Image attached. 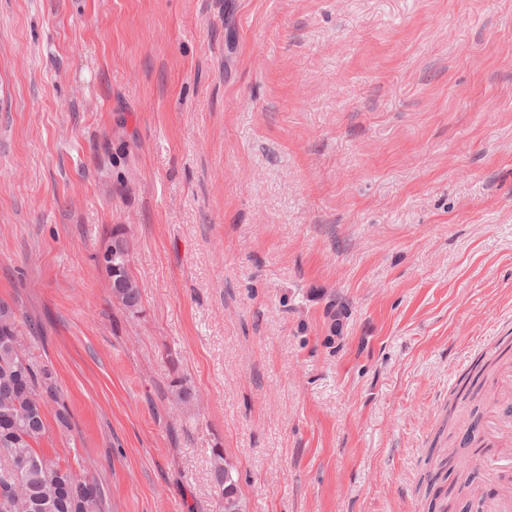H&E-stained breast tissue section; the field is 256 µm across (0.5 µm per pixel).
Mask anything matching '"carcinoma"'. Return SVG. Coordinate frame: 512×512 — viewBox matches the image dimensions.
<instances>
[{"instance_id":"1","label":"carcinoma","mask_w":512,"mask_h":512,"mask_svg":"<svg viewBox=\"0 0 512 512\" xmlns=\"http://www.w3.org/2000/svg\"><path fill=\"white\" fill-rule=\"evenodd\" d=\"M102 267L110 278L112 298L129 315L139 312L142 288L129 271L131 240L125 229H113ZM38 325L19 320L16 310L0 300V512H101L99 484L82 477L75 467L40 448L47 432L46 409L55 397L50 373L30 354L28 340ZM171 403L188 406L196 398L179 380L169 390ZM451 451L440 468H457L464 452L450 435ZM216 484L224 495L223 512H239L237 486L224 467L222 454L214 461Z\"/></svg>"}]
</instances>
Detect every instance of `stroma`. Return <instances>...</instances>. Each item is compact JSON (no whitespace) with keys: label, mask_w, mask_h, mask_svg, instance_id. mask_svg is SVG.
I'll return each instance as SVG.
<instances>
[{"label":"stroma","mask_w":512,"mask_h":512,"mask_svg":"<svg viewBox=\"0 0 512 512\" xmlns=\"http://www.w3.org/2000/svg\"><path fill=\"white\" fill-rule=\"evenodd\" d=\"M0 300L103 512H220L218 451L243 512H428L512 336V0H0ZM106 254V258L102 255ZM131 240L122 227L113 229L110 242L104 247L98 257L101 265L110 278L112 298L129 315L139 312L142 302V288L129 271Z\"/></svg>","instance_id":"1"}]
</instances>
